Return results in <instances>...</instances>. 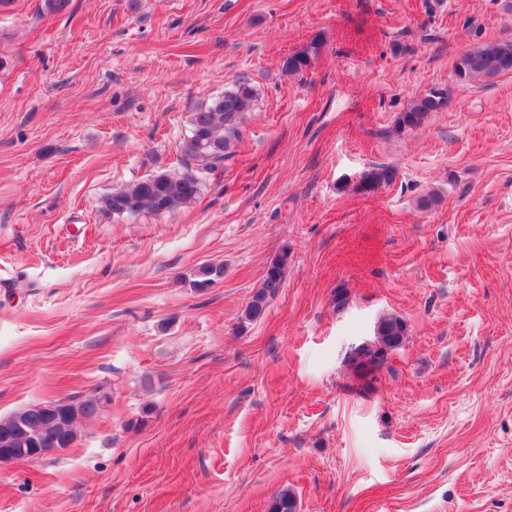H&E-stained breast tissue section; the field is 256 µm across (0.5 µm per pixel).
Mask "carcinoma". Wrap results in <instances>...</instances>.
<instances>
[{
  "mask_svg": "<svg viewBox=\"0 0 512 512\" xmlns=\"http://www.w3.org/2000/svg\"><path fill=\"white\" fill-rule=\"evenodd\" d=\"M319 52V44L310 42L307 49L288 56L283 68L289 73L306 69L310 57ZM455 75L464 81H484L500 74L512 72V42H490L464 54L455 65ZM256 100L255 89L247 82L237 80L233 87L212 101L199 106L190 117L189 134L182 144L184 170L179 173H157L126 184L102 197L98 210L105 216H136L142 213L172 212L190 205L198 198L204 177L224 171V166L236 153L237 142L242 137V127ZM448 107V90L433 87L415 97L409 106L398 113L394 129L398 133L421 126L433 112ZM397 171L390 165L379 164L363 175L367 190H376L395 182ZM290 263L288 249L281 250L268 263L261 285L250 297L241 316V323H251L263 317L270 301L279 293ZM224 276L221 265L206 264L194 273L191 284L203 290ZM407 336L405 321L395 315L382 316L375 329L374 353L391 351L400 346ZM360 352L357 367L373 363L372 353ZM98 397L93 395L82 400H72L68 408L72 417L68 420L51 416L47 419H31L22 431L25 444L48 448L51 442L62 436L73 442L77 434L78 419L97 416ZM268 512H298L295 494L281 490L272 498Z\"/></svg>",
  "mask_w": 512,
  "mask_h": 512,
  "instance_id": "cac0c4a2",
  "label": "carcinoma"
}]
</instances>
